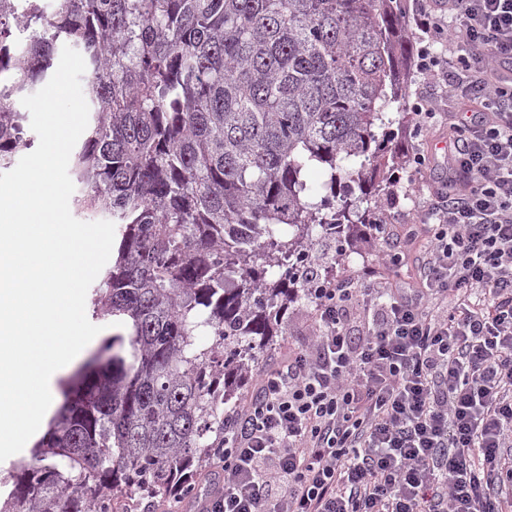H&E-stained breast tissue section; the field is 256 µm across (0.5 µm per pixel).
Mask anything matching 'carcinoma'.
<instances>
[{
  "mask_svg": "<svg viewBox=\"0 0 512 512\" xmlns=\"http://www.w3.org/2000/svg\"><path fill=\"white\" fill-rule=\"evenodd\" d=\"M61 42L85 52L94 106L71 206L120 238L91 317L129 331L61 382L47 431L0 477V512H116L189 485L308 298L305 250L371 223L394 66L413 51L400 0H0V168L34 146L15 97L50 78Z\"/></svg>",
  "mask_w": 512,
  "mask_h": 512,
  "instance_id": "obj_1",
  "label": "carcinoma"
}]
</instances>
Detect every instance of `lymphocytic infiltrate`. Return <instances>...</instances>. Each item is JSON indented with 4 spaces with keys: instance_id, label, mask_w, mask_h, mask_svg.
<instances>
[{
    "instance_id": "1",
    "label": "lymphocytic infiltrate",
    "mask_w": 512,
    "mask_h": 512,
    "mask_svg": "<svg viewBox=\"0 0 512 512\" xmlns=\"http://www.w3.org/2000/svg\"><path fill=\"white\" fill-rule=\"evenodd\" d=\"M418 51L459 135L417 205L415 282L358 272L309 289L316 334L255 369L211 487L180 512H507L512 507V0H427ZM370 323L354 335L352 319Z\"/></svg>"
}]
</instances>
